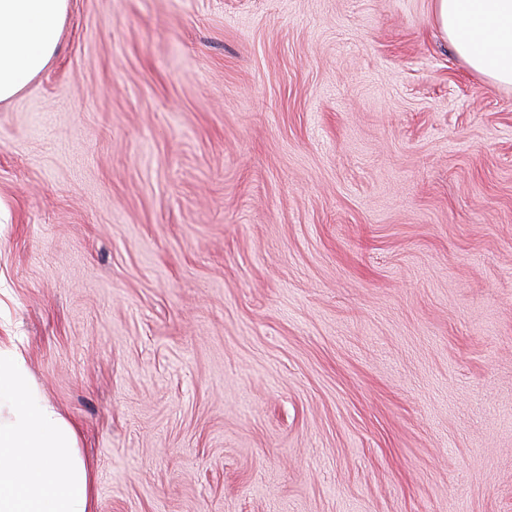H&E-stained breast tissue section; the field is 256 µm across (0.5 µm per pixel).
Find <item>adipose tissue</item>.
Returning a JSON list of instances; mask_svg holds the SVG:
<instances>
[{"mask_svg": "<svg viewBox=\"0 0 512 512\" xmlns=\"http://www.w3.org/2000/svg\"><path fill=\"white\" fill-rule=\"evenodd\" d=\"M68 0H0V102L53 60ZM441 35L476 74L512 87V0H433ZM78 431L31 385L0 341V512H94Z\"/></svg>", "mask_w": 512, "mask_h": 512, "instance_id": "adipose-tissue-1", "label": "adipose tissue"}]
</instances>
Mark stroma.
I'll list each match as a JSON object with an SVG mask.
<instances>
[{
    "label": "stroma",
    "mask_w": 512,
    "mask_h": 512,
    "mask_svg": "<svg viewBox=\"0 0 512 512\" xmlns=\"http://www.w3.org/2000/svg\"><path fill=\"white\" fill-rule=\"evenodd\" d=\"M0 336L96 512H512V87L432 0H69Z\"/></svg>",
    "instance_id": "stroma-1"
}]
</instances>
